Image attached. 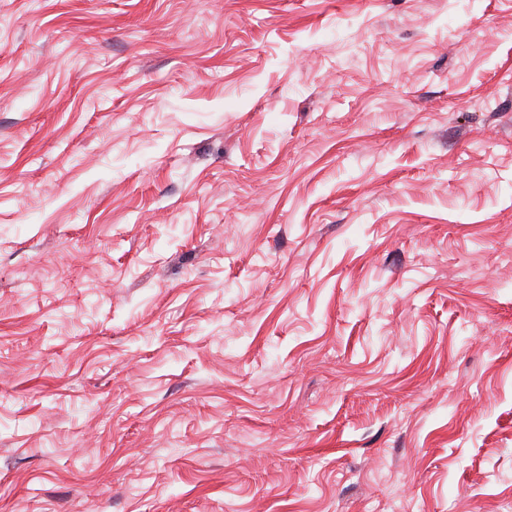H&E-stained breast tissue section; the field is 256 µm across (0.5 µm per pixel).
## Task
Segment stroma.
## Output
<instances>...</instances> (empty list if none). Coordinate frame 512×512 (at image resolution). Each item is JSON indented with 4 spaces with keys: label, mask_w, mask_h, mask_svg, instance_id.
<instances>
[{
    "label": "stroma",
    "mask_w": 512,
    "mask_h": 512,
    "mask_svg": "<svg viewBox=\"0 0 512 512\" xmlns=\"http://www.w3.org/2000/svg\"><path fill=\"white\" fill-rule=\"evenodd\" d=\"M0 512H512V0H0Z\"/></svg>",
    "instance_id": "35a3bbf8"
}]
</instances>
